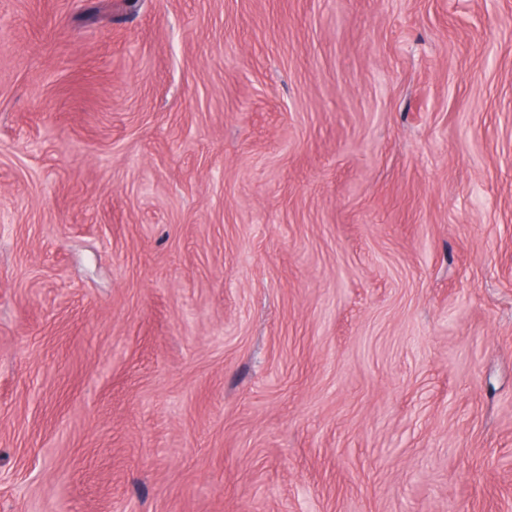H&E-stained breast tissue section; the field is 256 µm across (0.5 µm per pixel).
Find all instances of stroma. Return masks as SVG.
<instances>
[{"label": "stroma", "instance_id": "35a3bbf8", "mask_svg": "<svg viewBox=\"0 0 512 512\" xmlns=\"http://www.w3.org/2000/svg\"><path fill=\"white\" fill-rule=\"evenodd\" d=\"M0 512H512V0H0Z\"/></svg>", "mask_w": 512, "mask_h": 512}]
</instances>
